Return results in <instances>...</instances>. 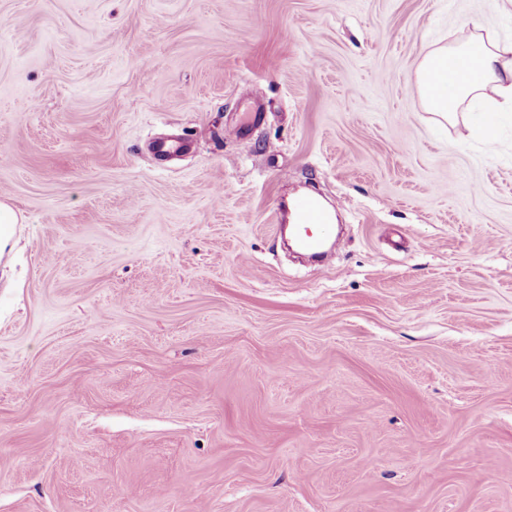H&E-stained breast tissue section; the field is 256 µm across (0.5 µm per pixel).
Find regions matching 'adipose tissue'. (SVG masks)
I'll return each mask as SVG.
<instances>
[{"instance_id": "ef3b65f1", "label": "adipose tissue", "mask_w": 512, "mask_h": 512, "mask_svg": "<svg viewBox=\"0 0 512 512\" xmlns=\"http://www.w3.org/2000/svg\"><path fill=\"white\" fill-rule=\"evenodd\" d=\"M452 67L453 76L445 87L429 82L431 70ZM492 88L496 94L492 107L512 112V41L499 42L480 36L455 48L445 46L429 52L417 75V91L431 112L448 119L458 108Z\"/></svg>"}]
</instances>
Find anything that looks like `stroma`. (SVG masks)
I'll use <instances>...</instances> for the list:
<instances>
[{
  "label": "stroma",
  "instance_id": "35a3bbf8",
  "mask_svg": "<svg viewBox=\"0 0 512 512\" xmlns=\"http://www.w3.org/2000/svg\"><path fill=\"white\" fill-rule=\"evenodd\" d=\"M477 33L512 0H0V512H512V112L415 87ZM291 221V231L296 234L298 245L312 253L320 252L323 238L329 237L334 230L328 212L310 196L295 200ZM22 223V217L18 212L6 202L0 200V261L7 253V247L10 245L16 231V224Z\"/></svg>",
  "mask_w": 512,
  "mask_h": 512
}]
</instances>
